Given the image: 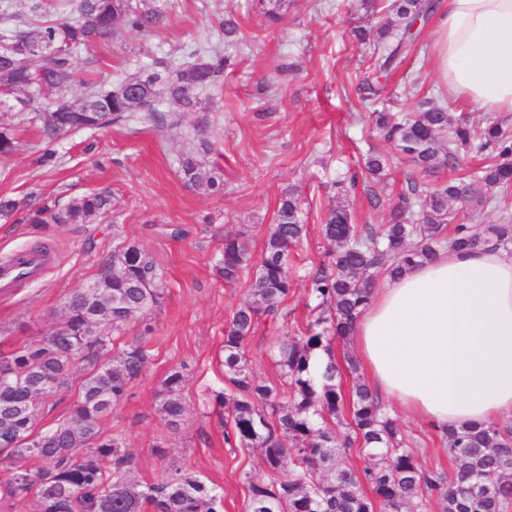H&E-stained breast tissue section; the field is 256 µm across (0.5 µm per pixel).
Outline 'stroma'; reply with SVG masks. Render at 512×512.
Listing matches in <instances>:
<instances>
[{"label": "stroma", "mask_w": 512, "mask_h": 512, "mask_svg": "<svg viewBox=\"0 0 512 512\" xmlns=\"http://www.w3.org/2000/svg\"><path fill=\"white\" fill-rule=\"evenodd\" d=\"M165 28L152 36L123 32L112 42L81 53L98 85L106 87L160 57L184 63L192 46L221 42L224 18L238 24V40L225 47L230 65L210 99L209 133L217 150L207 160L224 180L222 193L186 187L177 158L194 136L196 114L159 131L145 124L74 132L56 144L59 163L40 167L39 132L19 115L0 112V123L17 126L19 150L0 157V196L68 202L109 188L112 212L95 224H0V261L43 244L51 267L37 280L0 295V349L8 351L51 332L72 289L94 282L115 247L135 244L163 275L167 299L160 311L134 316L125 337L145 336L150 361L126 398L101 425L120 438L134 458L131 475L160 480L170 469L192 473L223 495V512H246L247 478L262 474L259 449L232 448L224 441L226 411L224 326L247 296L252 278L244 271L234 285L218 278L224 236L245 230L253 255H260L279 201L296 189L307 233L288 255L294 286L271 314L260 315L247 345L249 365L269 385L280 383L271 353L282 340L301 336L310 299L307 276L322 257L320 226L330 205L347 206L358 229L387 223L397 195L413 174L411 161L379 140L369 123L370 108L355 87L369 46L352 37L354 27L372 28L375 17L354 0H290L284 22L265 27L257 0H170ZM433 22L384 89L407 112L432 96L475 128L490 113L448 97L433 68ZM388 156L387 181L363 175L370 150ZM359 173L356 188L339 195L335 182ZM180 370L187 419L170 429L161 419L158 391L172 370ZM394 418L414 442L422 469H448L440 433L402 413Z\"/></svg>", "instance_id": "35a3bbf8"}]
</instances>
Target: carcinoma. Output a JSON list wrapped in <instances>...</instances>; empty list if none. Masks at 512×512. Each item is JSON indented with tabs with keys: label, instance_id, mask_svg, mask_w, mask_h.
<instances>
[{
	"label": "carcinoma",
	"instance_id": "obj_1",
	"mask_svg": "<svg viewBox=\"0 0 512 512\" xmlns=\"http://www.w3.org/2000/svg\"><path fill=\"white\" fill-rule=\"evenodd\" d=\"M64 12L36 24H9V4L0 5V112L15 111L39 127V163L56 162L55 142L73 130H106L131 122L164 130L182 112H205L202 94L220 87L227 58L212 46L194 49L192 61L173 65L157 59L109 89L79 75L76 53L117 39L121 31L156 33L168 12L160 0H58ZM269 25L281 22L288 0H259ZM365 12H381L375 34L361 27L354 38L371 53L359 97L376 106L370 118L381 137L426 175L451 172L437 188L414 179L398 197L390 222L365 231L351 224L344 206L331 208L321 224L328 263L309 278L317 300L304 336L286 339L273 350L286 399L259 381L249 366L247 342L259 314L272 312L288 297L293 279L288 251L304 236L299 198L282 196L259 259L247 232L224 236L217 276L226 284L255 264L248 297L224 327V380L231 386L232 430L226 439L261 451L267 478L247 477L248 512H509L512 508V424L489 422L442 430L451 469L421 470L410 439L359 374L360 363L345 359L352 384L344 393L332 349L348 336L384 273L399 275L411 264L436 258L446 246L475 250L512 247V221L477 228L456 223L453 204L484 208L512 192V132L489 122L477 130L431 97L418 111L397 112L381 99L384 82L404 63L436 11V0H360ZM173 102L176 110L158 108ZM199 118L193 146L180 154L184 183L223 190L202 169L213 151ZM18 150L16 129L0 124V157ZM483 156L477 175L462 173L464 153ZM387 160L374 152L366 172L380 177ZM112 208V196L95 190L61 205L33 202L31 196L0 197L1 224H95ZM166 298L151 257L136 245L118 247L90 288H76L64 302V317L49 334L7 352L0 350V501L29 512H219L221 494L198 476L177 469L140 484L129 477L132 456L118 438L106 436L102 420L112 413L145 370L149 353L137 336L114 350L129 320L161 308ZM82 374L69 414L55 428L36 430L41 403L68 387L71 373ZM186 379L172 370L159 391V413L178 428L187 416L182 401ZM359 452L364 466L338 460ZM39 462L37 469L25 466ZM288 471L286 480L278 478ZM372 495H367L366 490Z\"/></svg>",
	"mask_w": 512,
	"mask_h": 512
}]
</instances>
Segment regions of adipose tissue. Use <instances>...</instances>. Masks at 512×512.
I'll use <instances>...</instances> for the list:
<instances>
[{
  "label": "adipose tissue",
  "instance_id": "adipose-tissue-1",
  "mask_svg": "<svg viewBox=\"0 0 512 512\" xmlns=\"http://www.w3.org/2000/svg\"><path fill=\"white\" fill-rule=\"evenodd\" d=\"M436 75L485 112H512V0H441ZM348 342L385 405L436 428L512 416V255L445 249L377 284Z\"/></svg>",
  "mask_w": 512,
  "mask_h": 512
}]
</instances>
